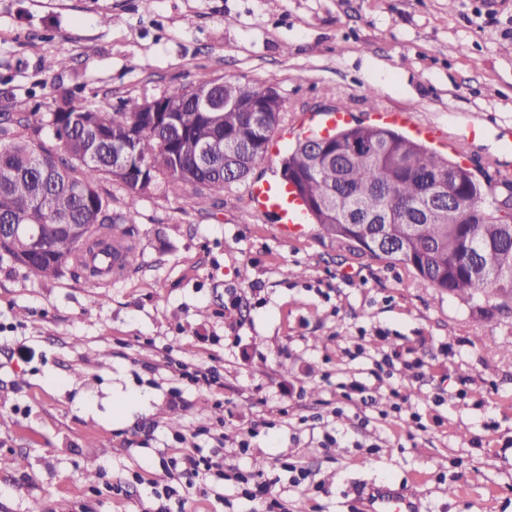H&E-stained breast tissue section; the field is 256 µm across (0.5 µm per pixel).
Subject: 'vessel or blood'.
Segmentation results:
<instances>
[{
  "instance_id": "b4317fda",
  "label": "vessel or blood",
  "mask_w": 512,
  "mask_h": 512,
  "mask_svg": "<svg viewBox=\"0 0 512 512\" xmlns=\"http://www.w3.org/2000/svg\"><path fill=\"white\" fill-rule=\"evenodd\" d=\"M378 118L383 123L411 127L417 136L431 139L433 127L415 122L406 112L380 110ZM348 115L343 111L322 114L314 119L313 127L318 136L324 137L346 124ZM257 211L275 214L278 229L284 233L301 231L308 222V209L293 185L277 181L254 183L249 189ZM356 512H421L419 493L411 487L391 483L372 485L356 500Z\"/></svg>"
}]
</instances>
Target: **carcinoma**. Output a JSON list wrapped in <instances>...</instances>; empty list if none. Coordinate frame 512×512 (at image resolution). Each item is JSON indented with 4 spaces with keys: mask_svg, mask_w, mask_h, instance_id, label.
I'll list each match as a JSON object with an SVG mask.
<instances>
[{
    "mask_svg": "<svg viewBox=\"0 0 512 512\" xmlns=\"http://www.w3.org/2000/svg\"><path fill=\"white\" fill-rule=\"evenodd\" d=\"M209 91L224 110L206 119L199 93ZM263 88L200 74L189 86L173 87L150 100L117 109L94 107L83 96L59 93L49 114L36 106L0 113V224H41L52 259L36 256L27 266L40 279H56L71 267L88 276L86 254L97 251L117 259L130 251L125 225L137 212L145 188L170 187L190 197L204 185L215 194L244 180L264 161L279 122L266 126L267 137L239 156L214 149L197 167L202 141L224 143L245 126L244 108ZM171 112L174 125L154 123L152 110ZM50 141L37 138L44 128ZM305 135L280 160V179L292 183L307 204L309 217L328 235L359 244L413 271L423 286L503 311L512 310V180L505 193L483 186L469 168L392 129L358 123L338 129L329 145L336 159L311 162ZM127 148L133 176L112 178V144ZM352 142L367 145L363 154L343 152ZM446 178L453 201L430 210L425 178ZM128 191L126 212L114 213L103 183ZM57 224H83V237L57 231Z\"/></svg>",
    "mask_w": 512,
    "mask_h": 512,
    "instance_id": "carcinoma-1",
    "label": "carcinoma"
}]
</instances>
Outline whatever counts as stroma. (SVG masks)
<instances>
[{"instance_id":"obj_1","label":"stroma","mask_w":512,"mask_h":512,"mask_svg":"<svg viewBox=\"0 0 512 512\" xmlns=\"http://www.w3.org/2000/svg\"><path fill=\"white\" fill-rule=\"evenodd\" d=\"M202 72L276 90L287 147L325 112L374 123L372 92L434 124L440 152L459 136L480 179L512 166V0H0V112L52 111L61 88L116 107ZM279 171L146 194L104 290L0 259V512H253L239 472L276 478L288 512H350L385 481L416 484L422 512H512V312L319 225L283 235L247 193ZM396 351L411 368L384 366ZM200 365L219 386L182 378ZM119 391L140 406L117 419ZM188 448L223 455V499L208 475L185 490Z\"/></svg>"}]
</instances>
